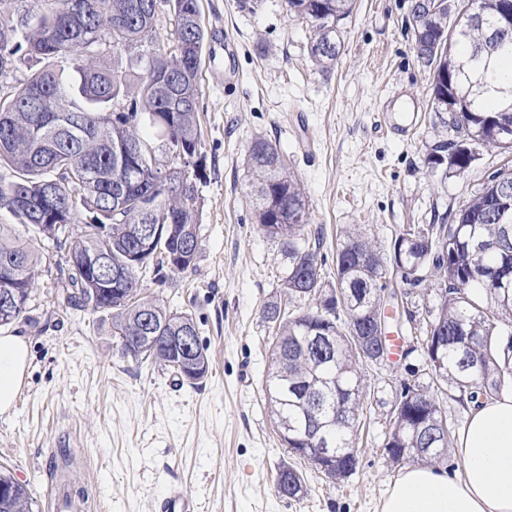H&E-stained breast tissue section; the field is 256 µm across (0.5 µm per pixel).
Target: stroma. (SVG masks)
<instances>
[{
	"instance_id": "stroma-1",
	"label": "stroma",
	"mask_w": 512,
	"mask_h": 512,
	"mask_svg": "<svg viewBox=\"0 0 512 512\" xmlns=\"http://www.w3.org/2000/svg\"><path fill=\"white\" fill-rule=\"evenodd\" d=\"M412 0H357L332 72L308 53L310 29L284 0H200L208 48L198 74L206 173L197 183L201 249L193 271L146 274L147 296L192 314L210 358L190 385L148 362L121 358L109 316L58 304L65 252L44 249L24 385L0 413V467L27 484L35 512H55L50 465L90 497V512H157L176 485L201 512H378L403 464L384 450L390 412L405 382L429 384L417 345L424 329L390 324L398 354L366 363L358 465L332 482L282 445L266 405L272 325L264 306L283 297L286 258L260 230L244 163L265 137L287 157L321 227L323 275L334 281L336 232L361 225L383 258L396 235L477 194L503 161L484 148L463 175L431 169L426 149L445 139L432 110V76L415 50ZM414 112L404 136L391 129ZM289 465L307 492L281 497L274 478Z\"/></svg>"
}]
</instances>
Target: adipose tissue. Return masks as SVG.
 Listing matches in <instances>:
<instances>
[{
	"label": "adipose tissue",
	"mask_w": 512,
	"mask_h": 512,
	"mask_svg": "<svg viewBox=\"0 0 512 512\" xmlns=\"http://www.w3.org/2000/svg\"><path fill=\"white\" fill-rule=\"evenodd\" d=\"M26 336L0 332V412L25 380ZM459 472L428 466L404 470L379 512H512V388L472 409L458 440Z\"/></svg>",
	"instance_id": "1"
}]
</instances>
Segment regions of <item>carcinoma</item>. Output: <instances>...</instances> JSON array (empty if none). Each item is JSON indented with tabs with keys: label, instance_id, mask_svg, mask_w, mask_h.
Listing matches in <instances>:
<instances>
[{
	"label": "carcinoma",
	"instance_id": "obj_1",
	"mask_svg": "<svg viewBox=\"0 0 512 512\" xmlns=\"http://www.w3.org/2000/svg\"><path fill=\"white\" fill-rule=\"evenodd\" d=\"M25 12L14 23L0 18V53L32 62L34 70L13 94L0 96V210L13 224H0V271L8 270L21 292L20 306L0 326L30 320L40 276L44 241L68 245L75 257L99 256L125 273L116 288L90 297V274L78 263L68 268L59 304L92 307L112 314V335L121 357L151 360L195 384L210 361L195 321L187 312H169L142 295L141 276L162 263L185 272L194 263L184 250L200 249L196 194L170 197L161 174L167 165L157 153L196 158L188 181L205 170L198 129V72L207 40L199 0H22ZM354 0H285L289 14L310 26L309 54L322 71L332 68L341 47L340 22ZM477 20L448 36V4L427 13L428 0H414L417 57L432 72V103L447 112L442 124L451 138L428 149L431 167L443 174L465 173L478 149L512 154V95L496 112L483 107L490 91L488 58L512 53V25L503 20L506 0H474ZM166 36L157 33L161 14ZM470 49L467 59L455 47ZM258 224L278 241L287 258L282 281L297 313L281 304L265 306L275 324L273 371L267 394L274 422L288 451L328 478L353 473L355 432L363 410L362 357L353 354L354 334L369 337L368 356L385 357L391 347L385 290L399 276L407 292L441 289L437 311L425 310L424 352L432 382L443 383L454 401L479 404L497 398L512 380V165L484 179L481 189L455 213L434 216L395 237L396 263L387 265L376 245L358 227L340 231L336 242V283L322 277V229L311 227L300 182L277 145L259 137L247 150ZM25 207L15 206L17 200ZM86 220L75 236L60 240L77 213ZM173 224L153 246L140 247L143 224ZM344 293L342 307L320 309L322 293ZM335 340L333 357L320 359L308 345L315 334ZM169 336H187V348ZM403 410L392 411L387 442L393 448H433L421 457L431 463L450 447L452 433L439 426L420 433L415 418L440 420L439 401L418 383L400 394ZM336 449L337 460L321 469L315 448ZM275 483L281 496L305 493L303 479L281 467ZM28 487L0 474V512H32Z\"/></svg>",
	"mask_w": 512,
	"mask_h": 512
}]
</instances>
